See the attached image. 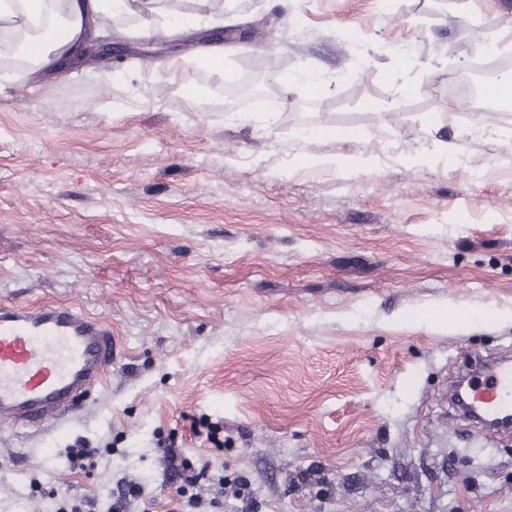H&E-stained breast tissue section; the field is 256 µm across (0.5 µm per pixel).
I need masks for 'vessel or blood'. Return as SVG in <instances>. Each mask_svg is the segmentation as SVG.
<instances>
[{"label":"vessel or blood","mask_w":512,"mask_h":512,"mask_svg":"<svg viewBox=\"0 0 512 512\" xmlns=\"http://www.w3.org/2000/svg\"><path fill=\"white\" fill-rule=\"evenodd\" d=\"M121 355L108 322L74 304H0V423L51 425L74 412ZM488 418L512 417V362L470 383Z\"/></svg>","instance_id":"1"}]
</instances>
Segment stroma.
<instances>
[{
	"mask_svg": "<svg viewBox=\"0 0 512 512\" xmlns=\"http://www.w3.org/2000/svg\"><path fill=\"white\" fill-rule=\"evenodd\" d=\"M210 7L185 0L200 24L161 40L143 30L166 15L112 18L100 65L0 69V301L76 304L123 346L60 425L0 428V512H173L170 441L223 475L212 512H512V434L450 397L468 354L512 359V111L448 94L512 46V0H222L217 25ZM268 32L281 113L202 105L203 54L235 81Z\"/></svg>",
	"mask_w": 512,
	"mask_h": 512,
	"instance_id": "35a3bbf8",
	"label": "stroma"
}]
</instances>
